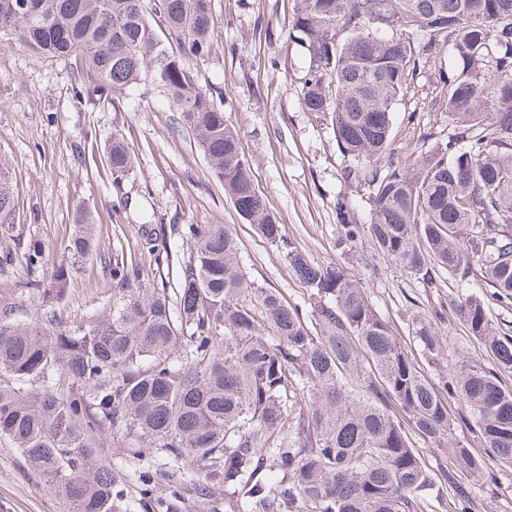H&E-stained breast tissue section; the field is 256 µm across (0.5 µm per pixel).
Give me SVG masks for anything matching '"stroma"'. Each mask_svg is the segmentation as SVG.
Wrapping results in <instances>:
<instances>
[{
  "label": "stroma",
  "instance_id": "35a3bbf8",
  "mask_svg": "<svg viewBox=\"0 0 512 512\" xmlns=\"http://www.w3.org/2000/svg\"><path fill=\"white\" fill-rule=\"evenodd\" d=\"M296 0H213L215 32L208 57L194 66L196 82L214 88L229 125L239 134L254 183L270 213L311 261L339 264L363 283L380 315L403 343L412 340L417 313L449 305L461 290L440 275L427 287L394 265L374 257L368 240L351 250L336 247L340 227L336 196L348 192L355 218L366 223L369 206L363 187H346L348 164L339 152L331 117L305 111L299 100L305 74L303 50L288 39ZM75 70L63 60L36 55L19 41L0 42V165L10 176L16 204L11 239L0 250L22 251L33 239L46 251L42 268L22 262L0 271V310L28 319L42 303L53 266L66 258L74 231V209L82 204L97 219L99 248L85 261L59 303L63 319L90 322L112 299L109 262L114 256L143 266L151 280L167 279L143 246L140 223L227 224L239 239L250 278L279 291L291 303L302 300V285L279 250L237 214L192 136L182 129L164 96L145 83L110 104L78 106L72 99ZM432 85L420 79L395 105L392 138L396 156L416 146H433L430 133L447 135V113L432 109ZM123 133L134 168L121 191L112 187L105 162L113 133ZM126 208L113 212L117 193ZM103 462L118 475L123 498L119 512H144L139 475L155 464L149 452L131 458L104 441ZM494 457L486 474L463 477L483 502L482 512H512V475L499 474ZM45 477L30 471L20 451L0 441V512H62Z\"/></svg>",
  "mask_w": 512,
  "mask_h": 512
}]
</instances>
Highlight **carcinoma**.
Returning <instances> with one entry per match:
<instances>
[{"instance_id":"1","label":"carcinoma","mask_w":512,"mask_h":512,"mask_svg":"<svg viewBox=\"0 0 512 512\" xmlns=\"http://www.w3.org/2000/svg\"><path fill=\"white\" fill-rule=\"evenodd\" d=\"M214 29L213 0H0L1 37L75 60L77 104L113 101L148 79L160 88L238 215L283 253L304 304L249 278L228 225L184 224L187 254L163 249L174 287L143 285V268L115 257L112 302L88 324L65 322L55 304L96 252L93 216L79 205L69 257L34 321L0 313V439L67 512H118L117 476L95 458L106 436L165 461L141 475L150 512H178L187 467L202 475L200 498L224 490V512H429L434 501L479 512L459 483L483 473L476 449L512 471V335L490 311L512 308V0H297L288 33L307 54L304 108L332 113L337 146L354 161L344 180L368 188L367 224L350 220L347 194L336 197L338 246L366 237L424 285L446 273L480 288L450 312L486 362L439 336L443 307L413 318L414 354L361 282L287 238L238 133L195 82ZM443 49L455 64L433 72L431 104L453 130L396 159L394 105ZM107 161L118 191L132 170L123 135ZM15 212L0 167V238L12 236ZM141 234L153 252L167 230L146 221ZM22 259L41 267V241ZM415 437L453 466L427 463Z\"/></svg>"}]
</instances>
